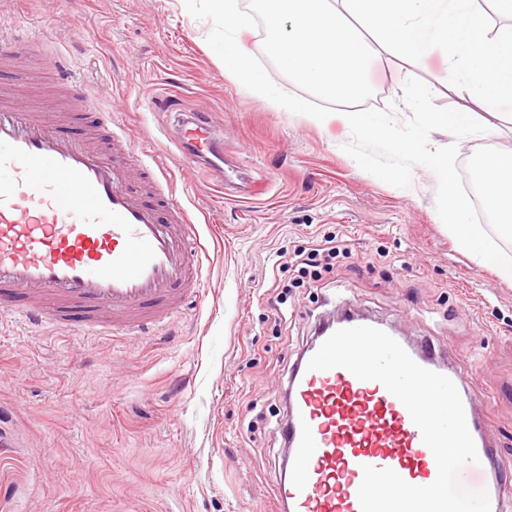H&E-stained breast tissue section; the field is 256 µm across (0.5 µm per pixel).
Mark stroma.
Returning a JSON list of instances; mask_svg holds the SVG:
<instances>
[{
    "instance_id": "1",
    "label": "stroma",
    "mask_w": 512,
    "mask_h": 512,
    "mask_svg": "<svg viewBox=\"0 0 512 512\" xmlns=\"http://www.w3.org/2000/svg\"><path fill=\"white\" fill-rule=\"evenodd\" d=\"M0 21L32 38L56 28L60 63L39 79L18 64L0 84L81 83L129 154L166 176L205 247L198 294L162 329L112 338L0 311V512H280L283 384L345 301L459 366L489 447L512 464V286L457 247L430 169L415 167L406 188L362 170L343 150L342 112L317 126L259 99L225 74L210 22L180 0H0ZM410 77L437 106L467 103L436 52L413 66L383 56L368 107L405 121ZM161 94L209 114L257 195L225 197L223 169L183 162ZM325 236L349 257L277 303V254Z\"/></svg>"
}]
</instances>
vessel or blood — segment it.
Masks as SVG:
<instances>
[{
  "instance_id": "vessel-or-blood-1",
  "label": "vessel or blood",
  "mask_w": 512,
  "mask_h": 512,
  "mask_svg": "<svg viewBox=\"0 0 512 512\" xmlns=\"http://www.w3.org/2000/svg\"><path fill=\"white\" fill-rule=\"evenodd\" d=\"M186 163L216 153L224 133L199 113L178 117ZM124 155L64 137L30 95L0 96V305L28 324H70L94 335L126 336L173 317L178 299L198 292L199 235L182 206L147 202L131 189ZM305 349L288 377L283 425L286 467L274 487L281 512H362L364 466L389 468L425 486L437 477L432 451L402 402L380 382L347 369L308 370ZM458 389L491 512H504L512 486L490 459L469 380L444 368Z\"/></svg>"
}]
</instances>
